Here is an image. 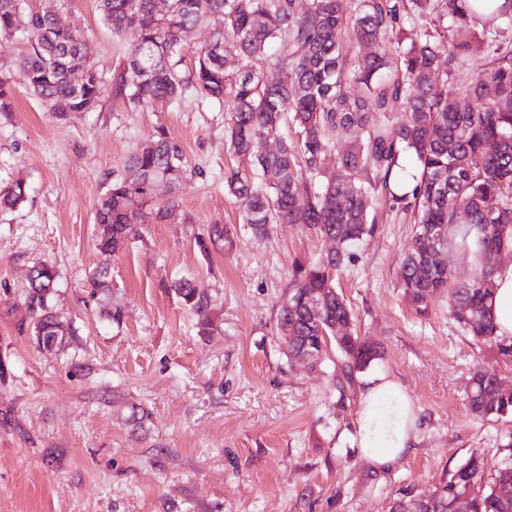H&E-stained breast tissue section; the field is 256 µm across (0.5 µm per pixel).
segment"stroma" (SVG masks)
I'll return each instance as SVG.
<instances>
[{"instance_id":"35a3bbf8","label":"stroma","mask_w":512,"mask_h":512,"mask_svg":"<svg viewBox=\"0 0 512 512\" xmlns=\"http://www.w3.org/2000/svg\"><path fill=\"white\" fill-rule=\"evenodd\" d=\"M24 7L60 8L105 89L93 111L58 119L20 79L28 42L0 44L14 102L0 115V190L27 187L22 203L0 208V512H390L469 456L491 473L512 462L499 446L512 417L476 420L463 401L474 365L512 378V363L461 332L446 296L423 315L402 296L412 213L374 200L372 234L336 275L357 334L381 347L372 372L396 377L417 414L415 448L375 471L352 445L360 393L337 391L339 356L313 370L289 363L278 340L294 264L329 243L303 224L244 231L243 209L224 190L225 171L248 166L225 147L228 110L192 98L133 110L114 96L135 33L113 34L98 0ZM489 62L460 57L438 91L467 102ZM159 130L183 147L193 182L175 193L159 186L175 207L133 246L102 255L94 207L104 180ZM213 224L228 225L232 247L210 241ZM41 260L57 271L52 303L69 322L60 350L37 349L28 327V272ZM102 268L110 288L95 296L89 280ZM183 276L213 297L209 335L171 288ZM134 407L146 412L136 425Z\"/></svg>"}]
</instances>
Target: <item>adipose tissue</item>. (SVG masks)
Instances as JSON below:
<instances>
[{
  "label": "adipose tissue",
  "instance_id": "adipose-tissue-1",
  "mask_svg": "<svg viewBox=\"0 0 512 512\" xmlns=\"http://www.w3.org/2000/svg\"><path fill=\"white\" fill-rule=\"evenodd\" d=\"M493 315L498 336L512 338V261L499 264L493 273ZM417 440L413 405L401 383L380 373L364 378L360 391L353 442L375 469L393 464Z\"/></svg>",
  "mask_w": 512,
  "mask_h": 512
}]
</instances>
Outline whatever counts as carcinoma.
<instances>
[{"label":"carcinoma","instance_id":"1","mask_svg":"<svg viewBox=\"0 0 512 512\" xmlns=\"http://www.w3.org/2000/svg\"><path fill=\"white\" fill-rule=\"evenodd\" d=\"M170 0L160 15L154 0H100L104 22L115 34L133 30L136 42L113 75L114 94L132 109L160 103L174 105L188 96L201 103L235 104L227 145L250 164L225 178L232 196L244 203L243 223L256 234L271 224H306L322 238L344 239L343 249L327 252L311 265L292 270L280 305L279 336L288 337L291 362L322 365L330 348L341 362L336 387L344 392L357 374L381 357L379 347L354 332L353 316L338 291L334 273L353 258L349 248L373 232L370 201L382 194L392 206L416 216L412 246L405 254L399 288L419 313L431 298L448 294L453 320L471 341L492 349L512 363V343L500 338L492 314L493 270L483 264L495 251L512 255V46L500 42L498 29H472L463 0ZM23 0H0V40L16 30ZM489 19L512 23V0H473ZM452 18L446 62L440 43L427 27L428 16ZM419 22L422 35L408 46L399 42L401 15ZM206 23L216 38L198 58L194 70L181 73L178 48L185 34ZM30 52L20 61L29 90L63 119L99 102L102 79L87 61L83 40L59 12L26 15ZM347 29L373 51L353 58L344 54L337 33ZM278 53L269 52L273 42ZM483 51L490 66L468 86L465 107L434 91L439 76L454 70L461 53ZM269 61L273 74L254 66ZM85 75L74 86L73 71ZM392 102L404 105L395 126L375 122ZM289 116L296 138L278 134ZM365 136L342 150L337 139L353 131ZM276 133L274 149L262 142ZM336 152V170L324 166ZM411 156L416 172L403 160ZM193 176L185 153L163 131L156 132L128 159L125 170L112 174L95 207L97 246L105 254L133 244L150 217H164L175 201L158 202L154 185L177 190ZM21 181L0 191V207L24 201ZM445 229L448 240L476 258L471 272L457 277L423 235ZM56 271L47 262L29 273L26 297L31 336L40 349L65 341L64 316L50 305ZM171 288L198 317L200 330L211 326V296L192 278ZM465 403L471 415L490 419L512 415V380L483 367L474 370ZM482 482L486 493L465 497ZM417 512H512V464L487 475L484 460L471 456L444 485L412 500Z\"/></svg>","mask_w":512,"mask_h":512}]
</instances>
